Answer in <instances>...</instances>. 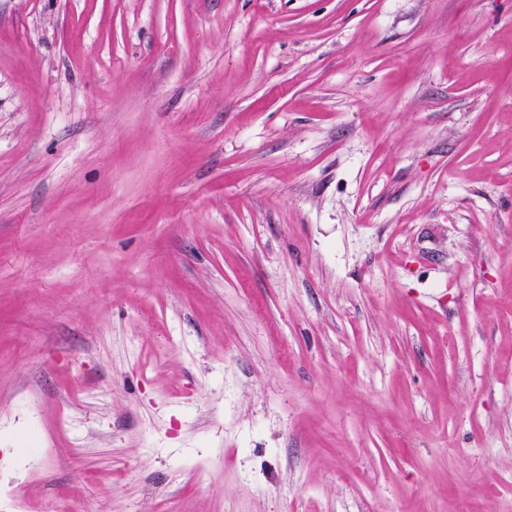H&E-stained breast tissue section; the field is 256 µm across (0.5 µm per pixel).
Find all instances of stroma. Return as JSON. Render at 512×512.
Listing matches in <instances>:
<instances>
[{"instance_id":"35a3bbf8","label":"stroma","mask_w":512,"mask_h":512,"mask_svg":"<svg viewBox=\"0 0 512 512\" xmlns=\"http://www.w3.org/2000/svg\"><path fill=\"white\" fill-rule=\"evenodd\" d=\"M512 512V0H0V512Z\"/></svg>"}]
</instances>
